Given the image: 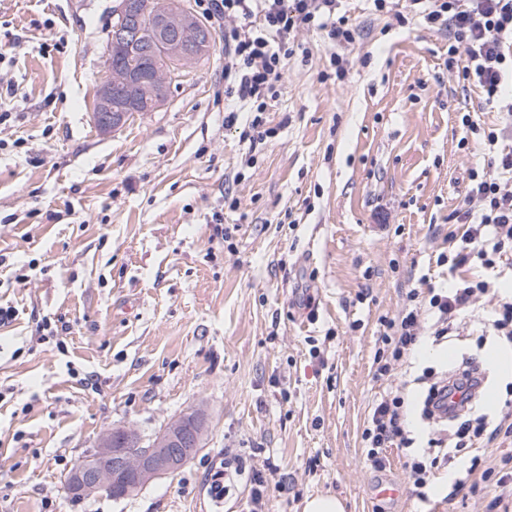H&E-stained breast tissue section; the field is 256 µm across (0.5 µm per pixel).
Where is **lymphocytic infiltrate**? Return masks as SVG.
<instances>
[{"instance_id":"obj_1","label":"lymphocytic infiltrate","mask_w":512,"mask_h":512,"mask_svg":"<svg viewBox=\"0 0 512 512\" xmlns=\"http://www.w3.org/2000/svg\"><path fill=\"white\" fill-rule=\"evenodd\" d=\"M415 14L430 26L449 30L454 42L448 62L458 68V78L476 83L487 101L500 100L501 90L512 79V0H410ZM204 17L224 23V110L226 123L237 122V104L249 107L248 129L253 139H264V114L275 99L282 78V62L294 53L298 30L324 31L336 46L331 56L335 78H344L347 60L342 49L355 41V30L347 18L337 15V0H197ZM461 122L471 133H483L491 155L486 171H471L466 207L455 218L468 231L459 249L440 255L449 270L481 263L493 268L512 265V151L497 149L495 131H482L471 114ZM489 290L482 279L466 280L459 286L431 293L428 304L437 313L435 334L445 337L450 325L469 310L480 294ZM418 292H410L409 304L395 318L383 319L382 349L374 356L376 379L391 377L396 365L406 362L421 339V307ZM483 384L475 362L447 379L430 385L424 401L429 420L457 422V438L496 440L506 426L471 427L464 415ZM405 398L389 391L370 408L362 431L363 451L371 468L386 470V448H409L413 440L405 425Z\"/></svg>"}]
</instances>
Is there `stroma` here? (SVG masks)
<instances>
[{
	"instance_id": "obj_1",
	"label": "stroma",
	"mask_w": 512,
	"mask_h": 512,
	"mask_svg": "<svg viewBox=\"0 0 512 512\" xmlns=\"http://www.w3.org/2000/svg\"><path fill=\"white\" fill-rule=\"evenodd\" d=\"M115 0H0V53L17 92L0 97V512H250L259 472L286 480L267 512H302L334 494L346 512H489L495 482L453 491L471 463L500 470L512 435L456 447L454 424L426 421L415 378L476 360L486 375L471 419L512 413V381L486 363L507 280L493 282L448 339L422 316L421 343L390 379H374L382 318L409 291L447 287L440 254L466 225L469 172L488 150L471 113L497 104L459 83L448 35L417 16L398 23L372 0H340L356 29L344 81L332 45L303 29L285 60L269 136L224 124V38L185 68L158 111L101 133L105 27ZM60 39V49L49 46ZM66 323V353L38 342L43 318ZM405 387L411 436L446 435L420 502L406 451L377 473L362 453L371 404ZM198 412L201 450L138 493L70 496L64 480L104 432L143 438ZM392 484L393 498L376 488Z\"/></svg>"
}]
</instances>
